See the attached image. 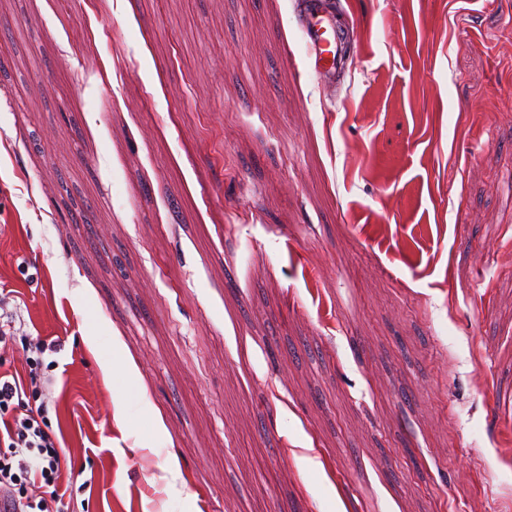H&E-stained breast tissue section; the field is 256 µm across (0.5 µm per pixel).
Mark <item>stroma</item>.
I'll return each mask as SVG.
<instances>
[{
    "label": "stroma",
    "instance_id": "obj_1",
    "mask_svg": "<svg viewBox=\"0 0 512 512\" xmlns=\"http://www.w3.org/2000/svg\"><path fill=\"white\" fill-rule=\"evenodd\" d=\"M326 6L334 90L295 0H0L67 512H512V0ZM325 9L318 0L296 2L299 28L310 64L324 85L333 88L344 65L341 48L347 34L332 24Z\"/></svg>",
    "mask_w": 512,
    "mask_h": 512
}]
</instances>
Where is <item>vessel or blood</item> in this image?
<instances>
[{
    "label": "vessel or blood",
    "instance_id": "vessel-or-blood-1",
    "mask_svg": "<svg viewBox=\"0 0 512 512\" xmlns=\"http://www.w3.org/2000/svg\"><path fill=\"white\" fill-rule=\"evenodd\" d=\"M296 10L311 66L326 87H335L344 65L346 32L332 24L322 0H297Z\"/></svg>",
    "mask_w": 512,
    "mask_h": 512
}]
</instances>
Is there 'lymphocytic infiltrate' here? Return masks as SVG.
Wrapping results in <instances>:
<instances>
[{
    "mask_svg": "<svg viewBox=\"0 0 512 512\" xmlns=\"http://www.w3.org/2000/svg\"><path fill=\"white\" fill-rule=\"evenodd\" d=\"M43 386L36 368L0 372V496L15 512H63L61 449L47 430L46 405L28 398Z\"/></svg>",
    "mask_w": 512,
    "mask_h": 512,
    "instance_id": "1",
    "label": "lymphocytic infiltrate"
}]
</instances>
